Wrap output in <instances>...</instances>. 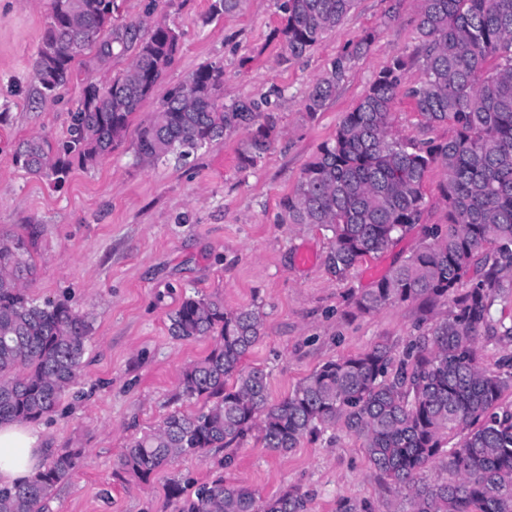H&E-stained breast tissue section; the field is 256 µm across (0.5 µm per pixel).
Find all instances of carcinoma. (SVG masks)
<instances>
[{
	"label": "carcinoma",
	"instance_id": "1",
	"mask_svg": "<svg viewBox=\"0 0 512 512\" xmlns=\"http://www.w3.org/2000/svg\"><path fill=\"white\" fill-rule=\"evenodd\" d=\"M418 2L415 56H396L375 75L280 207L285 223L331 232L327 262L342 277L420 222L423 183L441 169L448 227H431L418 249L352 304L371 313L388 303L443 300L452 305L450 314L416 337L398 365L385 347L328 360L272 403L267 373L244 366L261 337L260 309L228 311L218 297L189 296L169 314L167 329L180 339H216L182 376L183 394L204 407L173 411L133 440L120 454L118 478L146 482L179 457L228 449L254 432L264 448L286 454L341 423L363 440L370 464L388 484L406 491L410 512H512V407L501 405L503 393L512 391V357L487 372L476 346L483 332L512 339V324L494 314L497 303L512 301V0ZM241 3L212 0L210 16L233 13ZM353 6L354 0H282L283 60L306 54ZM373 41L367 33L331 61L305 96L308 117L324 110ZM132 44L126 74L108 88L86 82L66 136L21 140L17 167L60 185L73 166L96 165L123 141L179 48L176 29L150 12L117 24L112 0H52L33 63L40 98L55 97L76 76L75 61L88 47L107 63ZM413 64L421 77L409 85ZM223 85L224 67L210 63L170 90L139 130L142 160L190 156L243 130L239 163L255 166L279 134V116L248 98L224 103ZM401 95L412 100L423 125L446 124L453 135H393L392 107ZM34 245L33 234L0 233V423L36 422L56 410L76 382L92 329L90 315L25 294L36 271ZM480 252L484 262L475 269ZM442 457L446 475L420 481V472ZM233 461L225 456L190 494L172 481L168 495L178 512H306V495L296 489L264 500L225 479ZM79 462L77 452L57 453L28 482L0 488V512H43Z\"/></svg>",
	"mask_w": 512,
	"mask_h": 512
}]
</instances>
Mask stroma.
Returning <instances> with one entry per match:
<instances>
[{"label":"stroma","mask_w":512,"mask_h":512,"mask_svg":"<svg viewBox=\"0 0 512 512\" xmlns=\"http://www.w3.org/2000/svg\"><path fill=\"white\" fill-rule=\"evenodd\" d=\"M150 3L155 18L180 32L179 52L134 114L123 143L94 167L74 169L55 188L15 166L18 142L63 137L84 77H120L134 53L100 65L86 52L76 64L77 79L57 99L39 98L32 57L51 2L0 0V232L36 233L37 274L26 284L31 298L65 301L92 316L75 386L55 413L36 423L48 454L83 453L80 466L53 489L45 512H175L170 482L193 491L223 459L221 448L203 460L181 457L145 484L114 476L122 449L134 438L172 411L202 406L183 396L180 381L212 342L177 339L167 330L168 315L186 296H216L229 310L260 305L263 335L244 363L265 370L274 402L325 361L381 345L400 359L415 336L448 312L446 302L421 299L369 314L352 306L355 296L423 243L428 227L447 224L442 170L425 179L420 224L341 278L326 264L327 231L280 220V200L295 189L305 165L374 74L392 57L414 56L417 0H355L335 31L287 63L280 57L278 0H244L237 12L214 19L208 16L211 0H115L116 17L141 18ZM368 32L375 35L369 51L354 60L324 111L307 117L309 87L349 41ZM208 63L224 68L225 102H275L280 133L270 149L255 166L240 168L238 149L246 134L237 131L185 160L141 161V125L169 90ZM392 130L416 139L452 134L445 125H422L405 98L393 106ZM234 454L225 478L265 499L296 488L308 498L307 512H338L343 501L366 512L408 508L405 494L389 488L370 465L361 439L340 424L284 455L268 452L254 435Z\"/></svg>","instance_id":"stroma-1"}]
</instances>
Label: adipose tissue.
<instances>
[{
  "label": "adipose tissue",
  "instance_id": "adipose-tissue-1",
  "mask_svg": "<svg viewBox=\"0 0 512 512\" xmlns=\"http://www.w3.org/2000/svg\"><path fill=\"white\" fill-rule=\"evenodd\" d=\"M43 449L37 430L26 423L0 426V486L33 476L41 466Z\"/></svg>",
  "mask_w": 512,
  "mask_h": 512
}]
</instances>
